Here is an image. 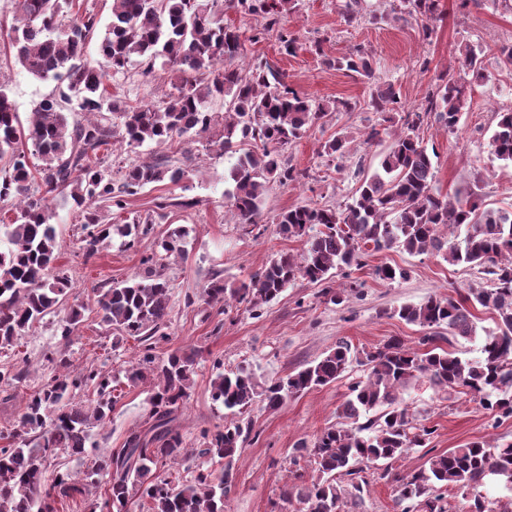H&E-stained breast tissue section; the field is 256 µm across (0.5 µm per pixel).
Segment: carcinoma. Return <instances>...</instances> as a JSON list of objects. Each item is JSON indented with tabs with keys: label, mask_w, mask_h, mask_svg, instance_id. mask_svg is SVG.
<instances>
[{
	"label": "carcinoma",
	"mask_w": 512,
	"mask_h": 512,
	"mask_svg": "<svg viewBox=\"0 0 512 512\" xmlns=\"http://www.w3.org/2000/svg\"><path fill=\"white\" fill-rule=\"evenodd\" d=\"M17 2L20 16L10 33L14 58L33 77L58 82L59 94L43 99L25 126L0 83V209L14 214L12 223L3 225L9 247L0 250L1 348L14 346L48 316L55 319V333L66 344L84 322L81 304L61 313L72 285L58 266L53 202L82 213L81 249L88 258L116 239L127 248L152 239L167 256L185 255L187 232L181 226L158 237L150 214L123 224L105 222L103 210H122L126 197L152 184H176L185 176L182 167L161 157L130 165L114 178L107 154L112 140L118 138L130 148L183 137L192 144L220 128L211 145L235 159L224 178V197L236 223L255 225L272 185L308 177L282 159V149L307 128L330 112L401 109L392 85L377 79L372 55L360 49L329 58L326 64L371 86L361 104L343 98L317 103L291 88L267 63L238 67L247 39L239 28L224 23L208 0H112L95 62L84 58L98 25L93 12L74 10V0ZM297 2L227 0V7L263 20L250 40L274 31L281 51L292 55L297 42L284 22ZM391 10L420 18L425 33L442 13L439 0H400ZM457 51L463 70L483 77L484 50L466 43ZM134 57L141 58L147 72L159 58L171 64L178 78L175 92L141 107L112 98L105 82L124 74ZM218 97L224 100L219 116L208 107ZM469 105L464 85L442 76L424 103L399 116L400 131L352 201L336 209L301 205L278 215L283 234L306 238L302 254H279L239 286L227 285L216 270L201 295L220 314L231 300L257 312L301 277L324 285V294L340 304L343 295L331 293L328 286L334 274L393 248L478 269L484 287L470 288L457 298L433 295L393 311L409 324L430 329L421 347L410 348L391 337L358 357L340 340L322 358L276 380L262 381L243 368L218 372L211 381V399L229 415L224 428L203 433L197 455L223 467L218 472L201 469L192 481L171 472L162 478L157 467L171 468L186 456L173 414L190 397L199 351L178 349L164 359L155 354L156 345L168 339L170 285L164 265L147 256L142 273L102 284L96 293L101 322L141 345L126 379L133 386L149 384V427L131 431L122 447L107 449L82 478L63 471L46 481L44 464L58 451L80 456L96 447L92 431L111 420L122 390L117 378L92 365L72 374L65 371V358L45 355L57 372L23 397L17 428L0 446V512H65L75 495L86 499L98 488L97 476L103 471L109 476L104 501L88 502V512H130L138 494L146 499L147 512H224L233 461L247 437L236 417L257 402L276 410L291 398L345 377L355 363L364 367V376L349 385L338 409L341 421L317 433L312 443L294 448L293 464L310 462L316 477L289 485L284 499L299 503L298 512H352L368 486L361 476L364 468L391 466L412 449L423 448L424 465L398 480L399 512H448L445 493L450 489L465 493L466 512H512V442L476 439L434 452L427 447L434 428L402 405L403 392L424 381L438 394L472 397L498 419L512 417V210L434 192L437 154L418 135L431 118L456 127ZM68 106L86 119L69 121L64 112ZM489 145L497 159L512 163V110L497 114ZM346 147V137L333 136L321 144L320 155L333 162ZM34 155L41 164L30 163ZM37 181L45 194L31 192ZM480 307L491 312L495 327L485 331L478 358L439 347L446 334L468 342L476 339L474 310ZM24 378L25 366H0V385L12 386ZM81 392L94 395L89 405L75 402ZM491 479L510 493L506 500L483 494Z\"/></svg>",
	"instance_id": "carcinoma-1"
}]
</instances>
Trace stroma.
Wrapping results in <instances>:
<instances>
[{"label":"stroma","mask_w":512,"mask_h":512,"mask_svg":"<svg viewBox=\"0 0 512 512\" xmlns=\"http://www.w3.org/2000/svg\"><path fill=\"white\" fill-rule=\"evenodd\" d=\"M443 18L431 36H424L414 18L394 19L389 0H361L360 16L354 23L343 17L345 0H299V8L287 18L289 33L297 41L295 55L282 54L276 34L255 38L261 19L228 9L216 0L214 10L225 23L240 28L248 38L246 63H269L282 73L287 84L318 102L337 98L360 101L370 92L360 79L325 66V57H336L361 47L373 55V66L380 82L392 84L401 104L418 107L442 74L462 76L455 60L459 44L512 45V14L485 0L482 6L459 9L457 0H441ZM15 13L14 0H0V82L4 83L21 116H28L39 102L55 94L56 84L29 75L14 59L8 47V33ZM484 80H467L470 107L455 129L432 122L421 128L427 149L436 151L434 187L448 197L482 198L490 207L512 206V164L498 160L489 140L497 113L512 110V66L494 52L483 56ZM176 75L169 65H156L144 73L139 61H132L124 76L107 81L109 92L132 106L157 102L172 93ZM396 130V123H384L378 112H332L311 126L284 152L285 160L307 171L300 183L273 186L264 197L258 229L248 232L234 223L225 206L224 176L229 167L226 157L192 146L184 154L177 144H146L131 149L113 146L117 166L151 161L162 156L187 164L190 176L180 184L165 182L146 187L128 197L124 210L113 213L123 220L155 211L157 203L176 199L157 219L158 232L181 225L189 232L186 256L165 261L170 283L171 314L169 341L160 343L158 357L179 348L199 352L195 383L176 424L184 447L193 455L202 446L201 432L223 425L224 410L213 404L210 384L217 370L241 368L271 379L297 371L347 340L355 351H369L390 337H399L410 347H418L424 328L406 323L393 314L405 304H416L435 294L456 295L476 286V270L448 265L441 257L412 256L391 249L367 257L363 266L348 275L336 276L335 288L356 283L357 291L334 304L323 296L321 285L304 279L291 283L281 296L253 313L244 303H231L220 314L200 299L213 270H222L225 282L241 283L267 266L279 253H300L304 241L279 232L277 215L297 205L336 207L349 202L363 179L376 170L389 145L388 140L366 146L362 134L370 126ZM349 137L346 152L334 162L320 156V145L330 136ZM183 199L193 200L190 208L180 207ZM59 242V266L68 274L72 294L86 306L85 321L70 344L55 334L51 320L34 325L20 336L15 349H0V365L27 361L25 379L18 387H0V428L17 422L22 402L20 393H29L48 382L51 374L42 366L44 354L57 352L67 359L69 369L94 364L116 377H124L137 358L133 339L116 340L109 327L97 317L95 285L120 281L142 272V260L154 253L150 241L132 248L112 245L93 257L80 248L81 222L77 213L57 208L54 218ZM404 268L405 278L380 280L375 268L381 264ZM353 367L350 377L290 399L271 411L255 404L248 414L251 430L234 462V482L226 512H295L282 493L294 481L291 463L295 446L311 442L324 427L335 424L337 410L344 401L351 377L360 376ZM146 388L124 387L112 412V421L94 429L99 448L121 447L127 432L141 424L149 408ZM411 412L427 415L435 432L429 447L438 451L462 446L477 438L512 441V419L492 426L490 417L470 397L456 395L444 399L427 383L419 382L403 396ZM425 462L424 450L413 449L388 472L371 468L364 477L369 487L360 512H397L396 479Z\"/></svg>","instance_id":"obj_1"}]
</instances>
